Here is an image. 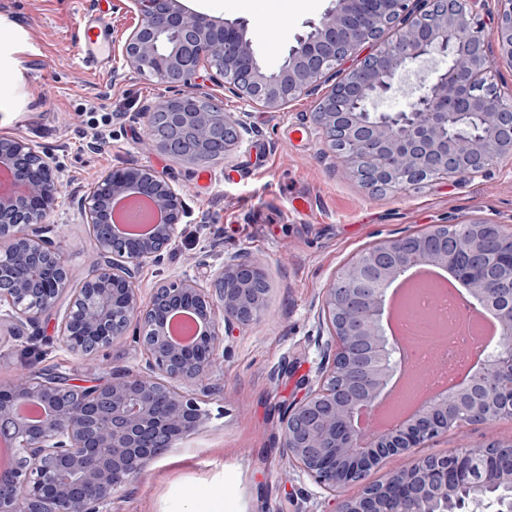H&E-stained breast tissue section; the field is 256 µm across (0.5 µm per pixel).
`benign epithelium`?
<instances>
[{
  "label": "benign epithelium",
  "instance_id": "7a95c632",
  "mask_svg": "<svg viewBox=\"0 0 512 512\" xmlns=\"http://www.w3.org/2000/svg\"><path fill=\"white\" fill-rule=\"evenodd\" d=\"M138 15L115 70L157 78L174 94L148 112V134L163 152L190 163L220 159L248 144L250 113L228 112L200 91V70L242 106L279 110L320 91L343 61L366 44L375 50L318 99L312 119L346 171L371 192L429 179L483 176L512 159V94L491 83L495 64L512 67V0H497L494 38L477 10L480 0H336L299 35L278 69L269 71L244 21L191 12L182 0H126ZM391 38L385 40L386 31ZM431 55L448 67L424 78V92L397 112L369 105L385 97L406 64ZM0 307L34 325L68 286L61 246L47 217L60 184L50 158L27 141L0 138ZM150 198L161 221L145 235L121 234L113 200ZM96 241V256L71 297L59 340L76 355L96 353L134 329L145 371L112 373V381L73 388L48 373L0 384V512H104L112 494L176 442L201 430L208 413L185 392L205 384L225 337L259 321L268 291L262 268L239 254L224 257L204 286L189 274L157 285L143 301L135 279L176 242L188 215L183 195L147 165L115 170L79 201ZM442 266L463 274L475 298L500 317L501 344L477 376L454 395L428 403L385 433L358 425L400 365L384 329L386 293L410 268ZM192 311L200 339L176 342L167 332L174 309ZM317 320L330 339L315 377L282 418L289 461L327 493L329 512H432L462 505L476 489H502L500 512H512V439L470 444L451 455L417 448L463 424L512 420V229L502 224H432L421 232L376 240L343 266L324 289ZM37 403L45 418L15 421L14 407ZM393 455L402 467L369 482ZM361 485L353 497L342 490Z\"/></svg>",
  "mask_w": 512,
  "mask_h": 512
}]
</instances>
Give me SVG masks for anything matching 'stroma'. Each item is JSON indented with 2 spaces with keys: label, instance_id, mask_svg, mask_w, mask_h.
<instances>
[{
  "label": "stroma",
  "instance_id": "stroma-1",
  "mask_svg": "<svg viewBox=\"0 0 512 512\" xmlns=\"http://www.w3.org/2000/svg\"><path fill=\"white\" fill-rule=\"evenodd\" d=\"M118 0H0V14L27 33L31 49L21 54L19 92L25 109L0 113V137L26 140L54 157L60 195L48 221L63 248L69 286L79 288L90 271L95 242L77 201L105 173L147 165L182 192L191 214L161 263L144 265L136 286L149 299L155 285L190 272L217 268L235 252L263 262L269 284L259 323L227 337L228 354L211 380L219 386L204 407L210 418L196 434L177 442L119 488L107 512H178L185 495L202 484L239 472L238 491L247 512H326L327 502L306 474L293 468L283 447L281 416L301 399L320 362L316 321L318 296L349 260L375 240L418 233L429 224L476 220L512 225V161L493 165L475 180H427L399 191L372 193L335 169V159L312 121L316 96H302L283 109L252 107L250 145L223 158L190 165L148 149L145 112L169 88L135 72L116 75L111 60L94 71L79 60L82 25L109 7L104 39L120 49L131 22ZM212 18L244 20L259 32L263 65L277 69L296 35L334 8V0H267L268 20L250 0H182ZM434 55L410 63L393 90L376 101L379 111L404 108L421 92L424 75L446 67ZM86 112L113 115L112 139L91 146ZM70 296L37 327L16 331L0 311V383L23 373L52 372L73 384L106 382L116 371H140L145 355L134 338L88 356L57 339ZM512 439V421L502 420L448 433L428 445L451 453L467 442Z\"/></svg>",
  "mask_w": 512,
  "mask_h": 512
}]
</instances>
